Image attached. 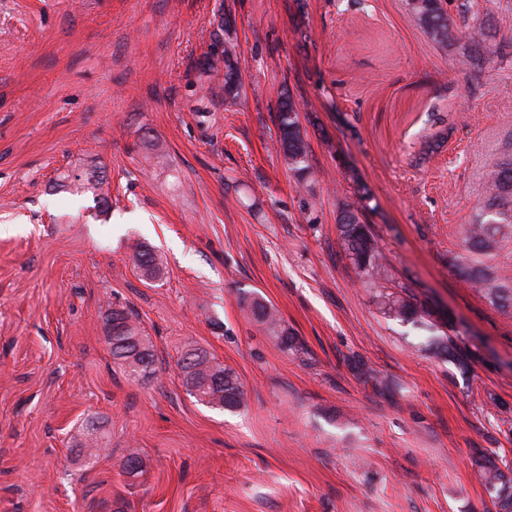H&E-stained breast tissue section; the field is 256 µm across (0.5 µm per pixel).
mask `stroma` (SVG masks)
<instances>
[{"mask_svg":"<svg viewBox=\"0 0 512 512\" xmlns=\"http://www.w3.org/2000/svg\"><path fill=\"white\" fill-rule=\"evenodd\" d=\"M287 95L303 181L278 143ZM511 146L512 0L443 49L408 0H0V512H487L473 461L512 460V315L448 256ZM92 168L108 211L57 186ZM361 190L392 285L454 320L469 373L361 283L336 230ZM139 242L161 281L131 264ZM115 307L156 377L115 364ZM190 347L238 373L240 410L186 394ZM90 418L110 448L94 459ZM279 144L288 168L302 180L310 171L309 150L295 103L282 98L276 114ZM250 311L255 320L260 322L269 336L277 341L284 350L295 346L296 339L292 336L288 327L277 316L274 307L268 304L262 297L250 293H244L240 299Z\"/></svg>","mask_w":512,"mask_h":512,"instance_id":"obj_1","label":"stroma"}]
</instances>
